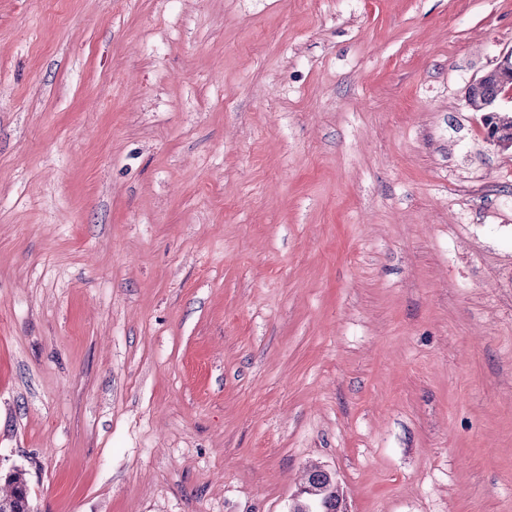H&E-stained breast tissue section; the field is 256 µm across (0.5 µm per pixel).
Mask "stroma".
I'll list each match as a JSON object with an SVG mask.
<instances>
[{"label":"stroma","instance_id":"stroma-1","mask_svg":"<svg viewBox=\"0 0 512 512\" xmlns=\"http://www.w3.org/2000/svg\"><path fill=\"white\" fill-rule=\"evenodd\" d=\"M512 0H0V469L32 512H512ZM495 78L496 81L499 84V87L504 89L506 86H509L511 88L512 84V49L505 52L500 60L498 61L497 65L487 73H485L483 76L479 77L478 79L474 80L467 89V101L468 105L471 106L470 96L471 92L475 88H479L483 84L486 83L487 80ZM492 119H495L494 121V127L498 134H500V138L502 139H511L512 140V117L509 116H501L498 115V117H493ZM484 126H485V135L486 139L501 147H507L511 146L510 141H503L499 139V135L497 133H493V129L490 126L485 125V119H484ZM303 496L298 499L291 512H307L310 503H315L310 509H319V512H344L343 494L336 483L335 476L320 465H310L305 472L303 482Z\"/></svg>","mask_w":512,"mask_h":512}]
</instances>
